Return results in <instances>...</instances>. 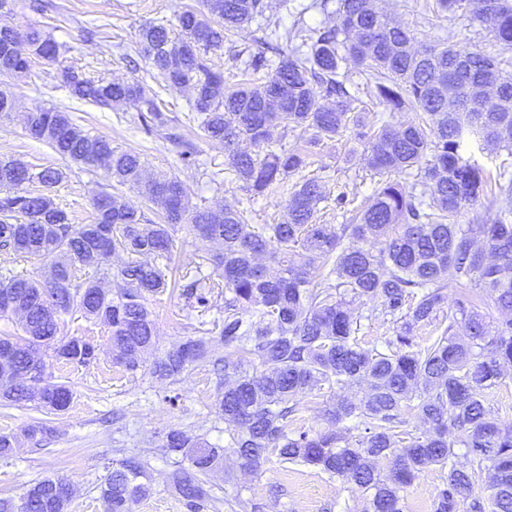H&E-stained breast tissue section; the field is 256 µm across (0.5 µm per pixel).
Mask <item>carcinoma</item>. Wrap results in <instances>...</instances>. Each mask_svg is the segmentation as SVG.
I'll return each instance as SVG.
<instances>
[{"mask_svg": "<svg viewBox=\"0 0 512 512\" xmlns=\"http://www.w3.org/2000/svg\"><path fill=\"white\" fill-rule=\"evenodd\" d=\"M437 12L468 17L484 26L502 49L491 55L475 45L422 43L393 25L373 0H339L336 22L322 27L294 19L289 28L270 25L275 39L292 43L278 61L269 48L239 51L259 82L229 88L224 74L207 64L206 54L241 33L265 0H201L202 8L177 17L178 36L163 23L139 33L137 53L154 70L153 88L139 81L94 80L60 71L72 96L100 107H131L151 133L168 124L159 90L188 87L191 111L207 140L224 144L227 166L250 197L296 177L276 224L252 223V210L226 204L193 207L185 184L159 178L138 153L112 146L105 136L75 125L69 115L36 108L26 114L27 134L57 154L101 168L120 185L136 187L155 208V218L103 192L89 224H73L54 198L63 179L57 169L39 171L20 160L0 161V253L52 265L50 281L25 274L0 277V317H18L22 336L0 338L11 360L0 361V398L65 411L69 386L39 368L45 350L66 364L89 367L100 348L85 336L63 334L62 316L78 311L109 329L112 360L130 374L143 366L154 344L150 298L169 287L177 227L220 245L186 269L178 296L192 311L206 312L224 298L218 330H201L152 363L151 373L173 383L187 368L208 358L217 342L224 357V391L217 412L229 425L230 442L214 448L181 430L166 435L164 448L180 453L188 467L176 470L173 488L194 510L215 501L207 477L232 454L238 466L256 472L275 460L312 466L353 484L362 512H402L401 492L429 470L444 481L433 512H512V429H504L485 405L486 391L503 384L512 366V161L490 171L463 154L465 135L512 156V0H435ZM26 43L28 51L19 49ZM62 45L36 29L0 28V75L24 73L32 59L59 62ZM353 63L364 82L350 79ZM386 112L415 111L395 128L364 123L358 94ZM283 126L308 134L297 149L269 148L272 129ZM367 145L365 163L380 176L359 205L347 186L335 207L353 212L348 224H320L329 199L325 179L309 174L314 149L345 131ZM180 161L195 165L192 142L170 136ZM266 149L252 154L239 142ZM40 185L28 190L30 182ZM473 213L472 222L459 217ZM124 256L117 272L110 259ZM277 266L272 275L258 262ZM209 265L221 282L201 276ZM120 280L104 287L102 278ZM456 289L454 299L448 290ZM362 306L355 313L352 305ZM379 322L392 335L367 347L362 321ZM431 329L427 340L418 333ZM246 362L261 370L243 371ZM363 385L358 400L343 396ZM333 395L324 412L332 427L295 426L298 396ZM416 418L423 430L411 429ZM356 420L362 434H353ZM51 433L42 423L19 433H0V458L20 440L39 443ZM385 460L388 473L377 464ZM147 461L133 458L112 469L102 487L110 512H131L148 493L141 482ZM71 491L60 493L57 479L26 488L21 512H67ZM228 512H259L260 504L224 499Z\"/></svg>", "mask_w": 512, "mask_h": 512, "instance_id": "carcinoma-1", "label": "carcinoma"}]
</instances>
